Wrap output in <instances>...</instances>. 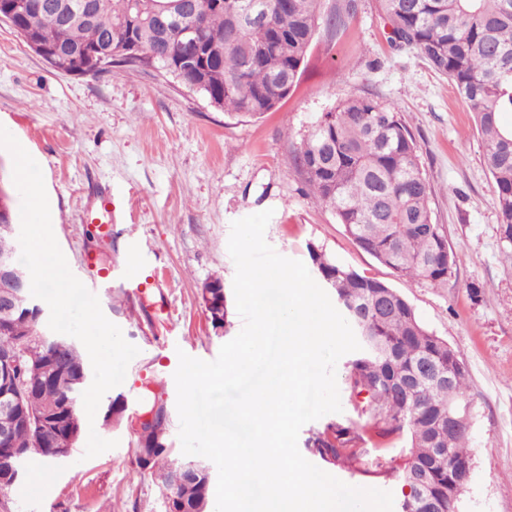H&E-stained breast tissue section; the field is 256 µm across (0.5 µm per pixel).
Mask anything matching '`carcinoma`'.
Segmentation results:
<instances>
[{"mask_svg": "<svg viewBox=\"0 0 512 512\" xmlns=\"http://www.w3.org/2000/svg\"><path fill=\"white\" fill-rule=\"evenodd\" d=\"M34 15V24L15 16L13 30L23 41L62 48L70 58L53 64L67 75L97 72L89 52L131 38L141 56L117 58L131 70L149 67L202 94L228 115L256 117L270 112L295 86L321 18V0H196L204 25L202 57L184 70L165 56L172 35L149 21L150 0H103V22L63 24L55 0ZM390 22L391 41L416 48L448 77L469 104L481 136L483 162L494 183L499 242L512 262V0H379ZM295 164L319 202L360 249L399 277L437 288L448 281L458 257L434 223L432 187L420 161V148L395 109L370 97H350L324 113L303 140ZM318 276L334 292L362 349L347 363L346 388L355 400L357 419L328 424L312 433L307 447L322 461L332 457L353 472H382L411 486L410 472L428 471L431 492L441 512H461V492L448 486V469L434 466L438 448L455 459L472 460L471 424L448 430V407L471 404L467 375L448 342L430 332L410 302L389 284L360 274L311 246ZM214 327L224 324V288L216 279L204 288ZM44 333L34 308L17 312L9 328L0 326V351L11 350L25 363L52 364L55 373L26 393L28 425L0 441V455L51 457L79 417V398L89 369L80 349L44 347L33 337ZM381 442L404 443L405 465L366 448L367 430ZM164 417L141 434L151 455L149 468L165 472L170 458L161 430ZM205 512L210 482L201 477L183 490Z\"/></svg>", "mask_w": 512, "mask_h": 512, "instance_id": "cac0c4a2", "label": "carcinoma"}]
</instances>
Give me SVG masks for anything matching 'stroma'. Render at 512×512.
<instances>
[{"label": "stroma", "instance_id": "obj_1", "mask_svg": "<svg viewBox=\"0 0 512 512\" xmlns=\"http://www.w3.org/2000/svg\"><path fill=\"white\" fill-rule=\"evenodd\" d=\"M355 10L345 27L318 24L298 82L275 111L231 117L201 94L153 71L113 66L72 76L52 70L0 22V126L40 165L52 229L68 266L83 282L98 267L127 264L135 249L169 275L164 309L154 290L136 294L113 282L103 289L104 315L140 350L150 387H120L102 398L93 428H81L62 462L33 457L24 480L0 493V512H165L160 471L141 468L133 422L141 395L153 391L166 413L170 457L186 462L172 375L160 360L178 339L195 358L216 359L240 332L235 265L228 252L233 221L272 210L265 239L280 255L308 261L309 246L358 272L388 282L422 323L444 338L468 373L469 445L474 470L463 512H512V264L499 245L494 184L467 102L445 75L413 48L393 46L378 0H322L323 12ZM367 96L395 108L420 147L431 182L433 219L458 256L446 284L432 288L396 277L361 250L334 212L310 195L294 156L312 124L339 100ZM112 194L111 237L85 221L94 186ZM224 284L228 314L213 327L204 285ZM116 441L84 459L89 433Z\"/></svg>", "mask_w": 512, "mask_h": 512}]
</instances>
